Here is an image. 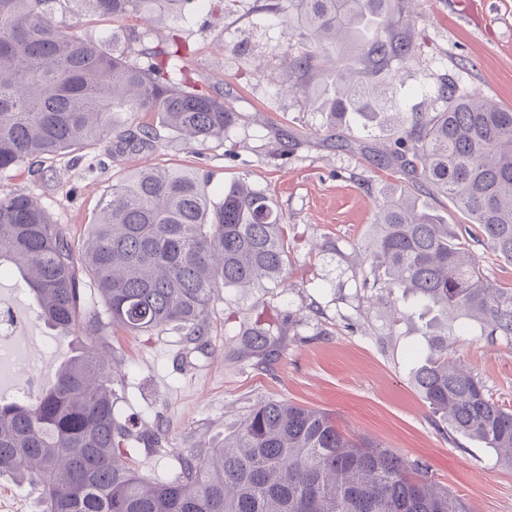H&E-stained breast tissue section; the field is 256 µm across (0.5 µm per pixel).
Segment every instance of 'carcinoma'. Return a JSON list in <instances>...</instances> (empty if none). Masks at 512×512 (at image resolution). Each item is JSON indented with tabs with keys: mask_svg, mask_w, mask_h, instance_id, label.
<instances>
[{
	"mask_svg": "<svg viewBox=\"0 0 512 512\" xmlns=\"http://www.w3.org/2000/svg\"><path fill=\"white\" fill-rule=\"evenodd\" d=\"M75 4L71 22L55 19ZM191 0H0V172L62 151L108 143L111 155L147 154L157 134L112 127V112H157L185 144L224 140L239 120L224 100L178 78L180 43L169 33L150 47V30L89 38L87 10L112 20L183 14ZM414 0H272L301 40L289 62L299 77L330 59L321 91L323 129L363 118L395 122L376 164L451 199L483 240L512 261V111L444 81V106L409 112L389 89L414 61ZM360 289L397 322L437 311L444 328L426 336L413 370L423 400L450 432L492 449L512 467V410L450 360L457 337L512 343V290L480 270L470 243L404 189L383 198L371 234L355 245ZM16 272L53 331L76 339L54 385L27 402L0 403V475L41 490L37 512H468L421 461L409 462L370 438H353L323 411L256 401L208 456L181 459L180 475L155 482L128 463L126 449L158 446L120 420L105 323L130 334L172 326L187 343L209 345L222 291L288 287V240L273 199L238 181L219 199L197 169L149 167L112 185L81 248L30 195L0 196V268ZM93 288L103 312L86 309ZM282 329L249 324L239 353L264 361Z\"/></svg>",
	"mask_w": 512,
	"mask_h": 512,
	"instance_id": "1",
	"label": "carcinoma"
}]
</instances>
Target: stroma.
Returning <instances> with one entry per match:
<instances>
[{
  "instance_id": "1",
  "label": "stroma",
  "mask_w": 512,
  "mask_h": 512,
  "mask_svg": "<svg viewBox=\"0 0 512 512\" xmlns=\"http://www.w3.org/2000/svg\"><path fill=\"white\" fill-rule=\"evenodd\" d=\"M268 2L207 0L175 23L188 50L183 64L191 84L223 94L240 115L224 140L189 146L158 113L117 112L112 119L121 127L151 125L158 149L112 157L100 144L86 148L80 162L66 152L47 156L43 175L25 166L0 172V195L20 190L34 197L79 243L112 184L148 164L198 168L209 173L216 195L237 180L265 190L287 224L288 288L227 292L214 304L207 352H193L169 327L143 336L106 329L118 358L114 388L123 417L139 430L166 429L162 452L130 456L152 480L170 481L181 456L219 447L251 404L265 398L329 412L343 431L403 458L423 459L433 480L470 512H512V469L498 465L483 444L447 434L412 382L408 351L424 344L434 313L394 323L360 298L352 247L369 233L386 190L407 186L395 167L370 160L392 133L354 123L345 132L351 148L327 139L315 94L324 75L312 71L308 91L284 92L298 40L267 11ZM411 25L418 56L400 69L393 89L405 108L420 107L421 89L446 79L512 110V0H416ZM418 195L451 228L468 229L484 273L512 289V261L481 242L477 226L454 202L426 188ZM1 309L13 312L14 332L37 370L19 386L0 383V401H26L54 384L74 339L44 325L24 282L7 270L0 272ZM292 310L304 322L288 332L266 367L240 357L233 336L241 325H276ZM451 359L512 409V344L462 336Z\"/></svg>"
}]
</instances>
